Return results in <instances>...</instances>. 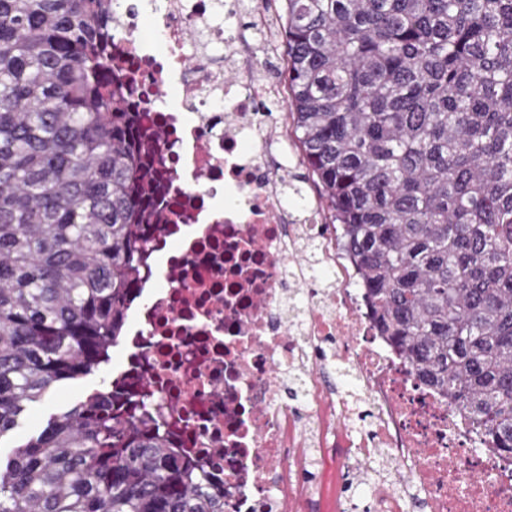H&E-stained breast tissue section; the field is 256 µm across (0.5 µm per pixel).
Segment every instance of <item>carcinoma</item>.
Instances as JSON below:
<instances>
[{
    "label": "carcinoma",
    "instance_id": "1",
    "mask_svg": "<svg viewBox=\"0 0 512 512\" xmlns=\"http://www.w3.org/2000/svg\"><path fill=\"white\" fill-rule=\"evenodd\" d=\"M301 165L381 335L512 452V0H283ZM119 0H0V436L109 362L142 272L159 129L108 55ZM145 390L0 463V512H224Z\"/></svg>",
    "mask_w": 512,
    "mask_h": 512
}]
</instances>
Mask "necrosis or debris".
<instances>
[{
	"mask_svg": "<svg viewBox=\"0 0 512 512\" xmlns=\"http://www.w3.org/2000/svg\"><path fill=\"white\" fill-rule=\"evenodd\" d=\"M241 0H124L112 54L134 90L141 127L162 128L157 205L142 303L127 318L130 354L117 386L152 395L177 448L224 489V512H295L330 480L322 512H344L361 463L401 473L369 483L371 512H512V455L489 447L447 394L419 383L380 336L340 227L320 201L282 206L288 82L255 78ZM200 33V40L189 37ZM345 363L374 411L331 377ZM295 384L298 404L281 395Z\"/></svg>",
	"mask_w": 512,
	"mask_h": 512,
	"instance_id": "obj_1",
	"label": "necrosis or debris"
}]
</instances>
